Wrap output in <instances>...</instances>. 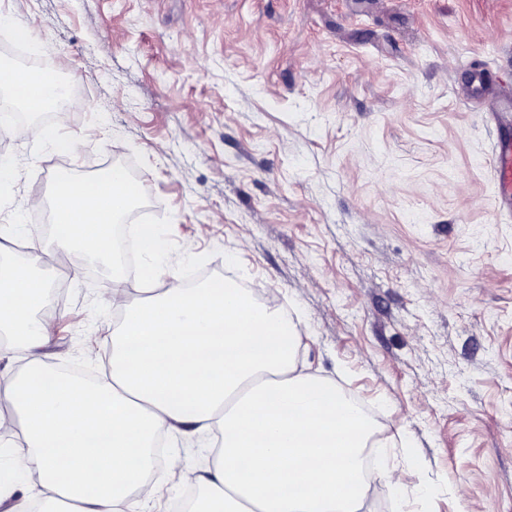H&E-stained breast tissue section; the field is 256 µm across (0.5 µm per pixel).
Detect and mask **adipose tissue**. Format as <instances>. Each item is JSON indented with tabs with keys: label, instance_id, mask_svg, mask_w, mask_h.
Here are the masks:
<instances>
[{
	"label": "adipose tissue",
	"instance_id": "adipose-tissue-1",
	"mask_svg": "<svg viewBox=\"0 0 512 512\" xmlns=\"http://www.w3.org/2000/svg\"><path fill=\"white\" fill-rule=\"evenodd\" d=\"M8 84L30 112L69 110L52 76L15 68ZM0 247V354L25 364L0 383L22 439L34 496L0 478L7 512H145L150 450L161 433L218 432L191 512H362L373 425L335 385L298 372L296 330L221 279L151 292L123 306L108 378L89 385L43 352L50 284Z\"/></svg>",
	"mask_w": 512,
	"mask_h": 512
}]
</instances>
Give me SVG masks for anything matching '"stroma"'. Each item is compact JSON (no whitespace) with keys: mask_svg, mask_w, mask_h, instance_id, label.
Returning <instances> with one entry per match:
<instances>
[{"mask_svg":"<svg viewBox=\"0 0 512 512\" xmlns=\"http://www.w3.org/2000/svg\"><path fill=\"white\" fill-rule=\"evenodd\" d=\"M17 24L85 103L53 124L71 153L43 147L41 113L0 135L24 160L0 243L65 270L48 361L105 377L116 319L27 200L51 159L122 164L171 220L178 280L249 289L295 325L300 370L369 408L404 486L367 512H512V213L463 93L478 64L512 94V0H0ZM211 442L166 434L146 512H176Z\"/></svg>","mask_w":512,"mask_h":512,"instance_id":"1","label":"stroma"}]
</instances>
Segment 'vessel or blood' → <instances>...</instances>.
<instances>
[{
	"label": "vessel or blood",
	"instance_id": "1",
	"mask_svg": "<svg viewBox=\"0 0 512 512\" xmlns=\"http://www.w3.org/2000/svg\"><path fill=\"white\" fill-rule=\"evenodd\" d=\"M467 91L470 97L484 100L495 121L493 173L498 201L503 208L512 210V97H487L486 84L477 72L470 73Z\"/></svg>",
	"mask_w": 512,
	"mask_h": 512
}]
</instances>
